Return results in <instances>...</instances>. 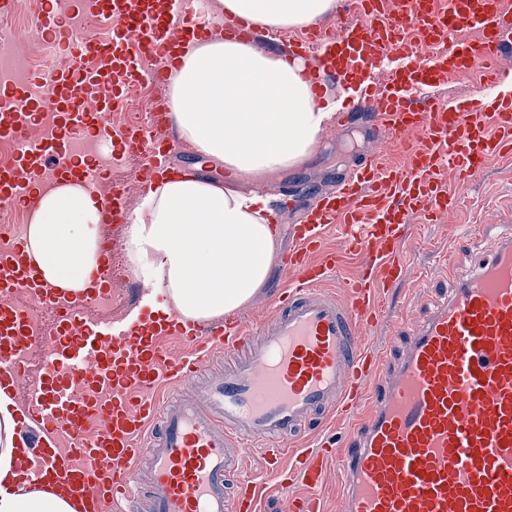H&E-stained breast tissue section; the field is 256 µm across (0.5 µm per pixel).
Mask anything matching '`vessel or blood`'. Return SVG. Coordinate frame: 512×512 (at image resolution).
I'll use <instances>...</instances> for the list:
<instances>
[{
	"mask_svg": "<svg viewBox=\"0 0 512 512\" xmlns=\"http://www.w3.org/2000/svg\"><path fill=\"white\" fill-rule=\"evenodd\" d=\"M182 0H74L78 23H63L40 0V33L61 48L66 64L45 76L55 128L32 135L45 102L25 87L0 84V99L23 114L0 113V137L24 139L12 167L0 169V203L28 207L44 175L83 185L93 160L72 148L75 135L111 136L119 155L147 158L151 170L180 141L160 106L149 126L113 134L105 112L122 107L124 91L142 78L165 83L182 43L211 27L183 16ZM332 30L313 26L283 46L315 96L327 87L361 91L375 109L382 145L399 146L401 165L372 152L339 189L305 208L289 233L286 283L272 313L240 321L184 324L150 314L119 330L85 316L86 294L46 281L23 243L0 250V293L63 305L56 331L32 332L26 315L0 306V385L19 384L23 358L41 350L50 369L31 387L18 427V467L30 484L67 491L76 512H260L263 484L240 474L236 450L264 442L276 486L302 482L288 512H321L318 490L329 460L343 477L344 512H512V235L427 319L411 327L391 372L380 373L366 342L381 321L388 289L408 280L405 254L416 221L433 224L461 207L463 192L492 158H512V9L504 0H337ZM225 37L265 48L244 18L220 21ZM475 30L463 40L462 30ZM102 59L96 70L82 62ZM151 58L143 71L141 58ZM387 69L383 87L378 70ZM454 72L472 74L476 93L492 102L469 109L439 95ZM101 85L110 98L95 96ZM451 172L456 186L443 180ZM129 185L99 200L103 222L129 214ZM336 228L341 250L325 246ZM361 273L340 278L345 258ZM336 279L337 291L325 287ZM176 337L182 351L163 349ZM222 377L204 381L214 350ZM176 399L161 395L166 385ZM353 419L344 448L318 442L292 448L322 418ZM151 434L148 446L140 438ZM67 449H60L61 439ZM294 453L292 473L281 461Z\"/></svg>",
	"mask_w": 512,
	"mask_h": 512,
	"instance_id": "vessel-or-blood-1",
	"label": "vessel or blood"
}]
</instances>
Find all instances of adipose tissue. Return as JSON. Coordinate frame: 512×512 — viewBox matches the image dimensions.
I'll return each mask as SVG.
<instances>
[{"label": "adipose tissue", "mask_w": 512, "mask_h": 512, "mask_svg": "<svg viewBox=\"0 0 512 512\" xmlns=\"http://www.w3.org/2000/svg\"><path fill=\"white\" fill-rule=\"evenodd\" d=\"M217 12L266 28H302L336 0H215ZM181 139L230 172L215 180L193 166L164 172L138 202L128 250L155 291L144 307L177 310L186 321L223 318L250 301L275 261L265 218L271 198L254 186L297 168L313 155L332 120L315 103L299 66L213 35L188 43L168 94ZM96 185L37 191L25 252L55 287L82 290L98 278L101 254ZM18 405L0 391V481L15 475ZM0 512H75L63 495L43 489L0 493Z\"/></svg>", "instance_id": "ef3b65f1"}]
</instances>
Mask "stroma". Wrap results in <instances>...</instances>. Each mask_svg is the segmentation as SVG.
Wrapping results in <instances>:
<instances>
[{
  "label": "stroma",
  "mask_w": 512,
  "mask_h": 512,
  "mask_svg": "<svg viewBox=\"0 0 512 512\" xmlns=\"http://www.w3.org/2000/svg\"><path fill=\"white\" fill-rule=\"evenodd\" d=\"M372 112L353 113L349 120L334 117L323 129L319 146L308 164L272 178L268 190L288 185L301 199L335 189L359 159L368 155L376 139ZM467 200L435 224L418 225L408 248L406 287L396 289L383 308L381 324L369 341L377 349L382 369H390L405 343L408 325L420 322L433 302L451 288L455 276L468 269L474 257L492 254L512 227V160L492 159L466 190ZM495 215V227L476 236L464 227L478 223L485 212ZM103 245L111 254V283L122 285L134 277L127 252V226L100 227Z\"/></svg>",
  "instance_id": "35a3bbf8"
}]
</instances>
